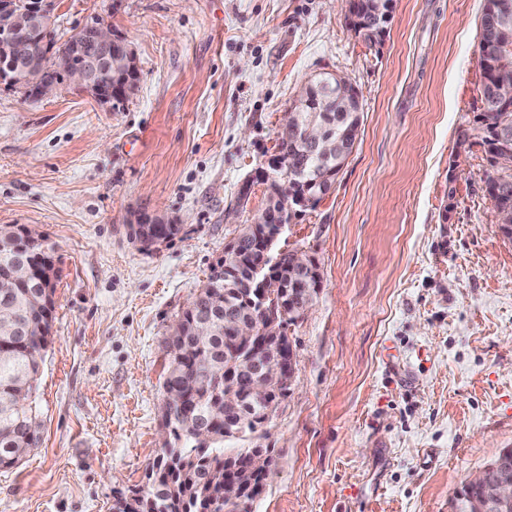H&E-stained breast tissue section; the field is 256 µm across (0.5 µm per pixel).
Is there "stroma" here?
<instances>
[{"label": "stroma", "instance_id": "obj_1", "mask_svg": "<svg viewBox=\"0 0 512 512\" xmlns=\"http://www.w3.org/2000/svg\"><path fill=\"white\" fill-rule=\"evenodd\" d=\"M484 0H393L381 45L336 0H56L57 41L102 17L136 52L113 112L65 87L0 84V225L54 251L38 448L0 469V512H112L162 451L166 340L265 185L246 177L311 75L363 103L335 190L297 216L322 288L288 334L296 376L267 426L275 461L250 512H452L512 448V242L483 190L477 114ZM150 212L179 233L142 250Z\"/></svg>", "mask_w": 512, "mask_h": 512}]
</instances>
